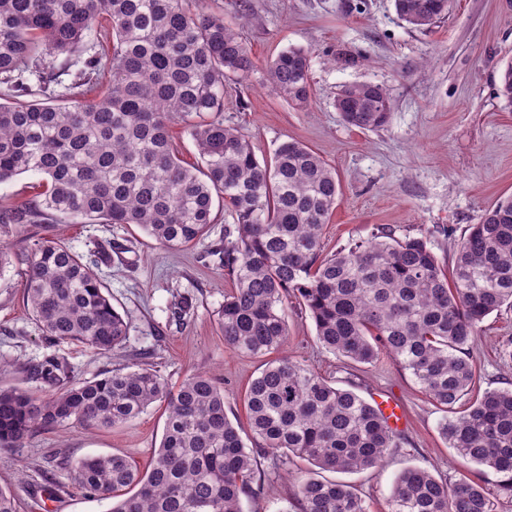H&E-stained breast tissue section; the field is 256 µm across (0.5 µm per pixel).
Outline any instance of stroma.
Segmentation results:
<instances>
[{"label":"stroma","mask_w":512,"mask_h":512,"mask_svg":"<svg viewBox=\"0 0 512 512\" xmlns=\"http://www.w3.org/2000/svg\"><path fill=\"white\" fill-rule=\"evenodd\" d=\"M226 22L241 31L258 70L248 80L224 84V122L248 135L259 161L271 160L284 142L317 152L336 173L341 194L322 241L336 251L367 240L384 227L397 237L422 238L440 261L452 255L450 234H463L485 209L512 194V107L496 94L500 70L512 61V0H453L448 16L426 30L400 20L394 0H214ZM311 55L312 99L299 109L278 97L264 67L281 50ZM374 83L387 89L394 108L388 124L369 131L345 124L334 108L342 86ZM200 242L167 248L132 224L62 222L55 231L95 262L112 303L129 324L122 349L97 354L70 342H47L24 299V271L35 243L46 233L18 226L5 238L12 263L0 275V385L36 388L30 365L57 355L76 378L93 379L139 363L157 367L170 387L203 372L224 389L228 410L244 417V395L261 359L225 346L215 323L231 283L213 248L224 243L232 221L222 206ZM191 307L183 322L173 313ZM286 354L315 368L366 401L397 399L406 420L400 444L381 466L346 475L369 512H385L395 479L412 466L456 482L465 478L496 493L497 512H512L493 472L469 463L439 432L443 413L388 355L353 366L324 349L315 325L296 299L288 301ZM512 337V309L490 314L472 348L480 389H511L512 363L500 347ZM165 421L155 406L128 423L89 430L73 424L37 429L21 448H0V486L10 488L19 512H108L109 501L88 495L72 480L68 464L97 454H119L146 470ZM263 490L244 500V512H280L312 467L296 460L272 470Z\"/></svg>","instance_id":"obj_1"}]
</instances>
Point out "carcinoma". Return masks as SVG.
Listing matches in <instances>:
<instances>
[{
	"mask_svg": "<svg viewBox=\"0 0 512 512\" xmlns=\"http://www.w3.org/2000/svg\"><path fill=\"white\" fill-rule=\"evenodd\" d=\"M398 17L427 30L451 0H394ZM98 29L84 48L85 33ZM257 65L224 14L197 0H0V84L25 102L0 103V183L44 176L42 190L0 211V237L20 224H134L169 248L201 240L214 223V196L233 223L224 228V271L233 282L217 312L224 344L250 357L288 342V297L315 324L316 338L351 364L391 355L445 413L476 384L470 347L483 319L512 306V195L468 225L441 263L422 238L390 228L367 242L324 253L322 234L340 196L336 173L311 148L281 144L261 163L249 138L224 124V79ZM272 89L298 108L311 97V56L281 51L266 68ZM70 76L64 82L61 76ZM37 80V88L30 85ZM497 95L512 106V61ZM336 111L351 127L385 126L393 100L377 84L342 87ZM181 122L201 163L173 144ZM26 303L50 343L94 352L122 348L129 325L93 264L60 238L39 239L25 271ZM46 396L0 387V447L20 448L38 427L120 426L157 403L166 420L149 468L119 455L83 458L72 480L112 501L109 512H243L261 489L260 452L272 466L299 458L324 471L378 466L400 436L352 390L337 388L286 356L266 362L248 386L247 446L227 416L224 390L205 373L169 388L147 364L76 380L65 359L33 368ZM455 452L501 476L512 496V389L486 390L444 418ZM479 484H453L423 468L395 480L387 512H496ZM284 512H367L346 482L299 481Z\"/></svg>",
	"mask_w": 512,
	"mask_h": 512,
	"instance_id": "obj_1",
	"label": "carcinoma"
}]
</instances>
